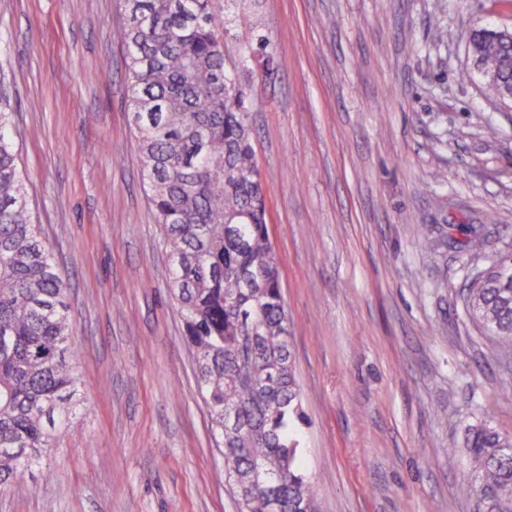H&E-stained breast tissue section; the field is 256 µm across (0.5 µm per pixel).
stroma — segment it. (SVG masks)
I'll return each mask as SVG.
<instances>
[{"mask_svg":"<svg viewBox=\"0 0 512 512\" xmlns=\"http://www.w3.org/2000/svg\"><path fill=\"white\" fill-rule=\"evenodd\" d=\"M119 11L0 0V94L67 288L84 398L0 512H235L168 296ZM485 26L512 27V0H237L230 13L229 49L260 32L273 44L242 86L322 512H478L465 430L485 420L512 438V347L462 301L473 273L512 254V105L467 43Z\"/></svg>","mask_w":512,"mask_h":512,"instance_id":"35a3bbf8","label":"stroma"}]
</instances>
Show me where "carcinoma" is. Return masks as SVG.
I'll return each instance as SVG.
<instances>
[{
    "instance_id": "cac0c4a2",
    "label": "carcinoma",
    "mask_w": 512,
    "mask_h": 512,
    "mask_svg": "<svg viewBox=\"0 0 512 512\" xmlns=\"http://www.w3.org/2000/svg\"><path fill=\"white\" fill-rule=\"evenodd\" d=\"M124 3L127 112L228 485L244 494L243 512H269L273 498L279 512H321L293 437L300 389L240 81L250 61L273 60L271 39L232 59L229 0ZM485 51L498 70L491 90L512 86V43ZM66 294L0 108V491L52 451L80 405ZM464 305L483 333L512 343L511 279L486 269ZM226 411L237 428L225 429ZM464 445L479 512H512V439L480 421Z\"/></svg>"
}]
</instances>
